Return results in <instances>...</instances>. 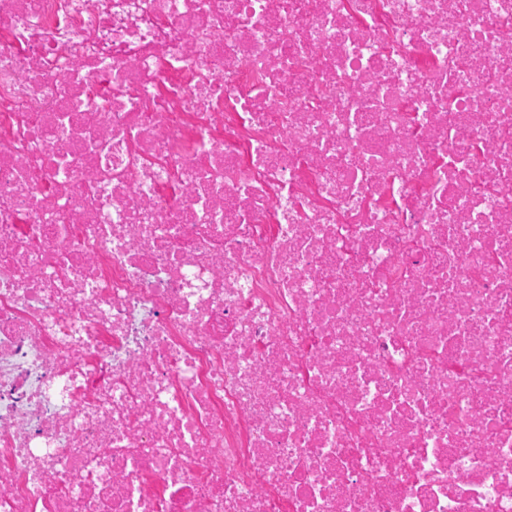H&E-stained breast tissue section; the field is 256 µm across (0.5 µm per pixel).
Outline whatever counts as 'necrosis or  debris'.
Segmentation results:
<instances>
[{"label": "necrosis or debris", "mask_w": 512, "mask_h": 512, "mask_svg": "<svg viewBox=\"0 0 512 512\" xmlns=\"http://www.w3.org/2000/svg\"><path fill=\"white\" fill-rule=\"evenodd\" d=\"M0 512H512V0H0Z\"/></svg>", "instance_id": "4bbe7bcc"}]
</instances>
